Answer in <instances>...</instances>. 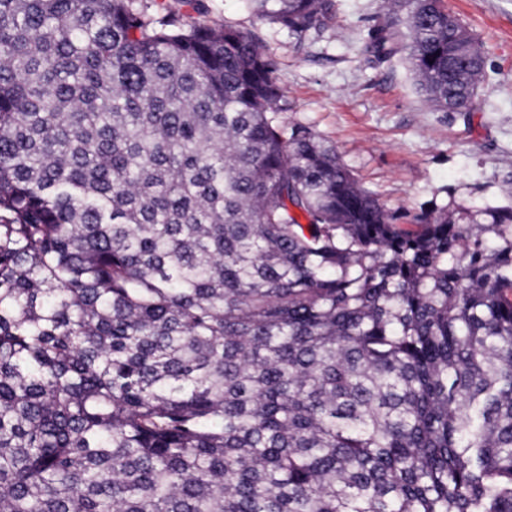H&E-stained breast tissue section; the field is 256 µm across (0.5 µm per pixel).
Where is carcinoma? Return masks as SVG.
Segmentation results:
<instances>
[{
	"mask_svg": "<svg viewBox=\"0 0 512 512\" xmlns=\"http://www.w3.org/2000/svg\"><path fill=\"white\" fill-rule=\"evenodd\" d=\"M388 4L365 51L474 111L466 26ZM162 9L0 0V512H512V207L390 209Z\"/></svg>",
	"mask_w": 512,
	"mask_h": 512,
	"instance_id": "cac0c4a2",
	"label": "carcinoma"
}]
</instances>
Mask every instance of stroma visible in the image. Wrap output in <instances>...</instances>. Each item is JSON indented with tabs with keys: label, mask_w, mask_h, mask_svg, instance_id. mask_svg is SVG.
I'll use <instances>...</instances> for the list:
<instances>
[{
	"label": "stroma",
	"mask_w": 512,
	"mask_h": 512,
	"mask_svg": "<svg viewBox=\"0 0 512 512\" xmlns=\"http://www.w3.org/2000/svg\"><path fill=\"white\" fill-rule=\"evenodd\" d=\"M167 2L188 24H230L254 34L285 93L279 121L335 147L360 184L391 209L430 204L512 203V0H443L486 57L479 105L438 112L418 90L403 55L368 59V32L382 0H334L332 23L304 40L257 18L242 0H134L158 16Z\"/></svg>",
	"instance_id": "obj_1"
}]
</instances>
